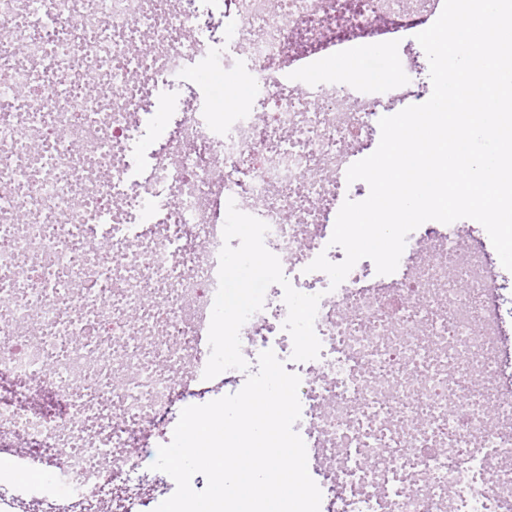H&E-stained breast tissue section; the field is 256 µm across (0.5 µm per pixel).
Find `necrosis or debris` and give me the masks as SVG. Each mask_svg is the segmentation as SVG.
<instances>
[{"mask_svg": "<svg viewBox=\"0 0 512 512\" xmlns=\"http://www.w3.org/2000/svg\"><path fill=\"white\" fill-rule=\"evenodd\" d=\"M45 15L0 0V377L20 382L0 404V428L20 427L39 446L62 449L59 477L92 500L101 472L121 479L122 432L170 410L175 369L198 379L210 350L223 233L189 247L194 227L222 193L264 221V243L291 266L319 254L339 259L321 229L344 189L347 147L379 117L377 96L331 77L301 95L275 66L301 39L319 36L360 54L381 13L403 18L406 0H44ZM25 49L24 62L15 46ZM246 70L272 112H219L199 99L179 121L173 149L148 180L130 181L134 114L169 96L186 65ZM24 219H17V211ZM111 239L105 254L91 239ZM448 232L400 282L365 291L354 276L324 291L314 329L317 359L292 361L282 288L240 330L254 358L273 350L287 370L317 385L318 411L304 431L336 462L343 512H512V468L488 479L491 459H512V401L490 428L491 327H474L467 300L448 282ZM143 337H132L129 318ZM36 326V337L24 336ZM51 394L61 412L22 403ZM121 415L122 429L111 427Z\"/></svg>", "mask_w": 512, "mask_h": 512, "instance_id": "4bbe7bcc", "label": "necrosis or debris"}]
</instances>
